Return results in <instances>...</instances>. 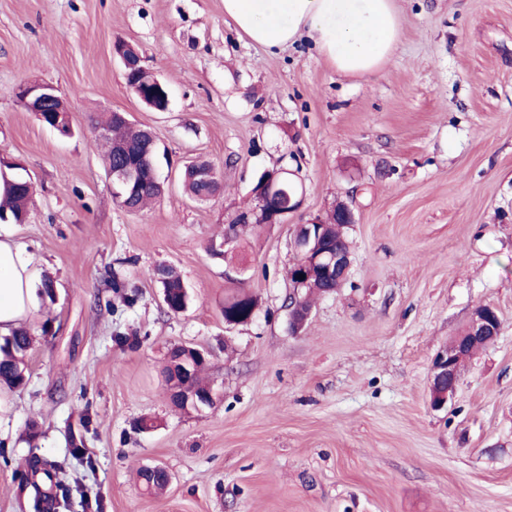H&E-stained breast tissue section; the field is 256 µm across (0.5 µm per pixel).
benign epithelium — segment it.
<instances>
[{"instance_id": "1", "label": "benign epithelium", "mask_w": 512, "mask_h": 512, "mask_svg": "<svg viewBox=\"0 0 512 512\" xmlns=\"http://www.w3.org/2000/svg\"><path fill=\"white\" fill-rule=\"evenodd\" d=\"M114 52L119 57L124 75L144 73L149 76L148 84L161 86V82L143 64L140 52L128 43H118ZM136 97L148 108L156 112H164L167 106H159L152 96L138 83L129 85ZM23 107L34 113L40 122H45L44 114L51 113L49 128L63 136L72 133L70 114L61 102L54 86L47 83L30 82L22 84L17 92ZM287 171L279 168L267 171L261 183L254 185L251 193L257 198L259 206L253 210L257 224H282L286 221L287 212L273 205L282 191ZM137 173L126 167L109 172L112 182V195L120 201L122 195L133 190ZM333 223L347 228L356 223L354 211L345 204H338L334 210ZM322 221L313 219L306 224L298 225L294 239V247L301 261L296 267L297 274L304 276L301 283L306 284L313 278L329 279L341 287L349 279L352 266L351 250L337 249L328 251L317 247L322 234ZM288 329L298 333L310 318L311 310L302 306L298 295H293L288 304ZM501 332V321L496 310L490 305H482L474 310L465 328L461 340L451 346L439 350L432 361L430 379V405L435 410L447 406L456 393L459 382V364L471 355L470 343L482 341L489 345L494 343ZM171 369L170 387L178 393L185 404L195 410L210 407L216 400L213 390L197 392L188 387V380L193 374L195 365L184 358L169 363Z\"/></svg>"}]
</instances>
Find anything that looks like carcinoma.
I'll return each mask as SVG.
<instances>
[{
	"label": "carcinoma",
	"instance_id": "1",
	"mask_svg": "<svg viewBox=\"0 0 512 512\" xmlns=\"http://www.w3.org/2000/svg\"><path fill=\"white\" fill-rule=\"evenodd\" d=\"M102 125L110 128L112 132V147L107 149L105 162L107 169L117 166H131L138 171L137 182L133 192L126 198V202L136 209L141 208L150 200L158 196V186L151 175L149 164L144 156L147 152V141L144 132L132 123H119L107 118ZM197 165L187 167L184 173L185 186L190 195L202 201L217 189V185L206 183L196 175ZM30 193L15 184L7 197L0 200V218L8 217L15 222L27 216ZM319 243L327 249L336 247L345 248L344 233L340 227L331 224L325 228ZM152 277L159 283L165 292L168 301V310L179 313L187 308L189 294L185 285L171 267H159L152 273ZM31 349V339L27 332L17 331L4 338L0 344V387L6 386L17 389L25 381V359ZM32 476L43 474L50 483L48 491H42L35 480L30 482L34 491V508L38 512H55L70 499L71 483L69 475L63 465L57 461L35 459L29 463ZM142 485L149 491H160L167 485L163 473H140Z\"/></svg>",
	"mask_w": 512,
	"mask_h": 512
}]
</instances>
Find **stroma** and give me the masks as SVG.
<instances>
[{
	"label": "stroma",
	"mask_w": 512,
	"mask_h": 512,
	"mask_svg": "<svg viewBox=\"0 0 512 512\" xmlns=\"http://www.w3.org/2000/svg\"><path fill=\"white\" fill-rule=\"evenodd\" d=\"M396 5L398 47L369 79L303 40L254 46L224 0H0V153L35 183L26 222L0 230L52 285L26 323L27 384L0 390V512H35V456L65 464L69 512H512V0ZM118 42L166 84V111L130 91ZM27 81L57 88L73 136L20 105ZM114 111L157 137L165 191L135 212L93 127ZM192 161L215 166L214 197H189ZM272 168L300 208L225 244ZM341 201L349 281L289 333L297 227ZM159 265L182 276L184 312L164 307ZM238 266L259 307L228 328ZM482 304L501 333L432 409V359ZM178 344L209 351L213 406L172 405ZM148 464L171 473L163 492L143 490Z\"/></svg>",
	"instance_id": "1"
}]
</instances>
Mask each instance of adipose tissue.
<instances>
[{
  "instance_id": "ef3b65f1",
  "label": "adipose tissue",
  "mask_w": 512,
  "mask_h": 512,
  "mask_svg": "<svg viewBox=\"0 0 512 512\" xmlns=\"http://www.w3.org/2000/svg\"><path fill=\"white\" fill-rule=\"evenodd\" d=\"M224 18L268 50L308 39L346 76L381 75L400 39L395 0H224ZM37 293L31 256L0 236V335L33 314Z\"/></svg>"
}]
</instances>
